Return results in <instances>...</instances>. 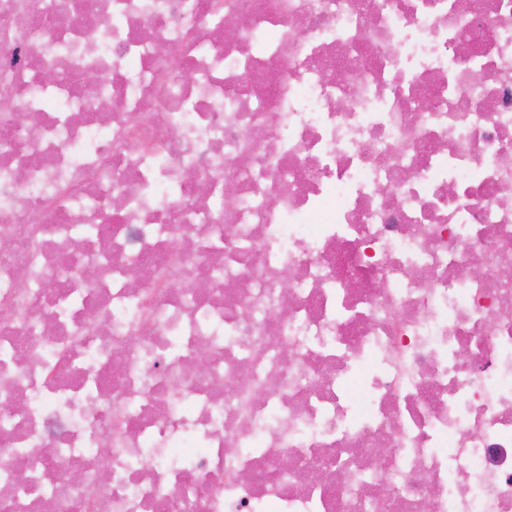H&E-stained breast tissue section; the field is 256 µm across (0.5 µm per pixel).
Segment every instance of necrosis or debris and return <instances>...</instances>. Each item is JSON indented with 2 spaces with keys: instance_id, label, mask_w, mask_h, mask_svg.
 Wrapping results in <instances>:
<instances>
[{
  "instance_id": "4bbe7bcc",
  "label": "necrosis or debris",
  "mask_w": 512,
  "mask_h": 512,
  "mask_svg": "<svg viewBox=\"0 0 512 512\" xmlns=\"http://www.w3.org/2000/svg\"><path fill=\"white\" fill-rule=\"evenodd\" d=\"M1 98L0 512H512V0H0Z\"/></svg>"
}]
</instances>
